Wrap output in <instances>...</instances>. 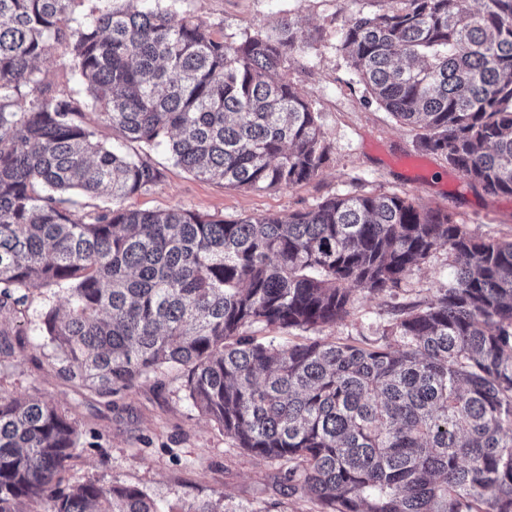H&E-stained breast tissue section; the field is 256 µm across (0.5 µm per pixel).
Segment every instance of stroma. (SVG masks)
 <instances>
[{"mask_svg": "<svg viewBox=\"0 0 512 512\" xmlns=\"http://www.w3.org/2000/svg\"><path fill=\"white\" fill-rule=\"evenodd\" d=\"M179 7L206 24L223 26L228 37L272 31L285 16L313 33L288 74L319 114L327 157L308 182L254 191L196 178L160 148L151 157L163 170L161 182L128 198L127 208L180 207L233 220L283 216L353 191L398 193L453 213L476 235L512 239V196H490L473 187L443 156L423 150L412 127L372 101L341 49L343 0H180ZM68 54L66 45L54 43L39 63L57 94L80 89L63 66ZM454 276L447 251L440 250L408 272L395 292L353 290L348 316L334 325L305 331L256 323L247 332L283 345L314 340L362 345L382 336L402 309L433 299ZM49 303V291L36 288L25 304L0 309V344L13 351L0 357V393L44 396L77 419L82 436L64 484L97 478L134 485L158 512H183L188 504L219 497L225 512H321L309 495L289 493L287 463L234 447L192 405L179 371H164L110 397L64 379L52 349L42 344L41 315Z\"/></svg>", "mask_w": 512, "mask_h": 512, "instance_id": "stroma-1", "label": "stroma"}]
</instances>
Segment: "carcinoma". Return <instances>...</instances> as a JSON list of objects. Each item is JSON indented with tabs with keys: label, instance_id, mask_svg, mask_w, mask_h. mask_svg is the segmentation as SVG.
I'll list each match as a JSON object with an SVG mask.
<instances>
[{
	"label": "carcinoma",
	"instance_id": "obj_1",
	"mask_svg": "<svg viewBox=\"0 0 512 512\" xmlns=\"http://www.w3.org/2000/svg\"><path fill=\"white\" fill-rule=\"evenodd\" d=\"M127 2L0 0V307L52 290L45 345L102 396L181 370L194 407L290 463L288 489L324 512H512V240L395 193L276 218L125 208L160 181L162 144L198 178L257 191L313 179L326 154L288 77L308 43L293 21L228 39L178 0ZM354 3L341 49L367 93L470 184L512 195V0ZM60 41L81 93H47L37 62ZM90 111L133 152L97 140ZM71 190L112 206L78 217ZM438 250L454 283L372 344L244 334L333 325L354 289H397ZM80 437L51 400L0 395V512H157L134 486L61 487Z\"/></svg>",
	"mask_w": 512,
	"mask_h": 512
}]
</instances>
